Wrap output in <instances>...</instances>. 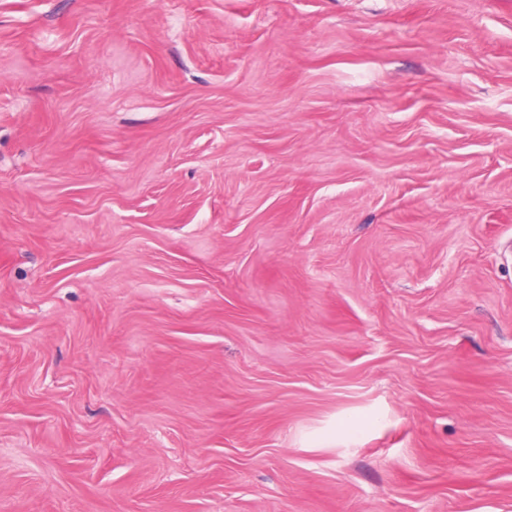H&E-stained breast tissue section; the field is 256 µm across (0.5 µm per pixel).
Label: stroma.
Listing matches in <instances>:
<instances>
[{
    "instance_id": "35a3bbf8",
    "label": "stroma",
    "mask_w": 512,
    "mask_h": 512,
    "mask_svg": "<svg viewBox=\"0 0 512 512\" xmlns=\"http://www.w3.org/2000/svg\"><path fill=\"white\" fill-rule=\"evenodd\" d=\"M0 512H512V0H0Z\"/></svg>"
}]
</instances>
